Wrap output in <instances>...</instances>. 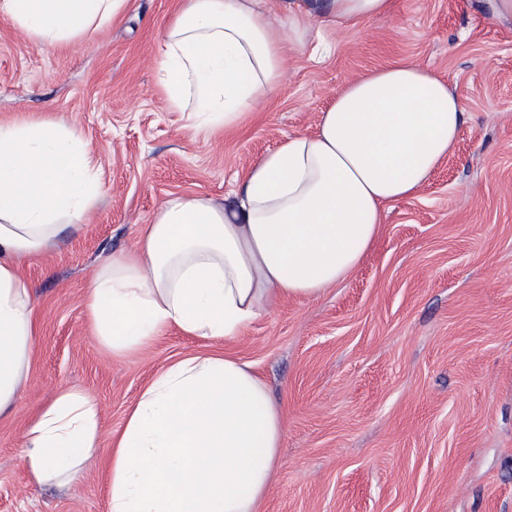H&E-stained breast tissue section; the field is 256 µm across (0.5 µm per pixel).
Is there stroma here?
<instances>
[{"label":"stroma","instance_id":"stroma-1","mask_svg":"<svg viewBox=\"0 0 512 512\" xmlns=\"http://www.w3.org/2000/svg\"><path fill=\"white\" fill-rule=\"evenodd\" d=\"M495 0H396L391 16L312 22L278 92L232 132L192 133L164 94L158 47L180 0H128L93 37L41 44L0 18V124L53 119L92 148L102 193L79 230L31 256L40 333L0 417V512H109L112 441L142 389L186 354L253 363L284 412L260 512H512V14ZM410 60L445 79L464 124L420 192L389 204L345 281L274 303L233 341L172 328L118 358L88 319L101 256L135 247L172 195L232 198L243 171L313 133L343 85ZM78 387L99 403L91 463L32 483L36 411Z\"/></svg>","mask_w":512,"mask_h":512}]
</instances>
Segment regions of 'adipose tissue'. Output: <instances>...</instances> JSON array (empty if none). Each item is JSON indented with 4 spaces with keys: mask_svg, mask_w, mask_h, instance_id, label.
<instances>
[{
    "mask_svg": "<svg viewBox=\"0 0 512 512\" xmlns=\"http://www.w3.org/2000/svg\"><path fill=\"white\" fill-rule=\"evenodd\" d=\"M127 0H0V18L45 44L108 25ZM392 0H184L160 39L161 81L191 129H233L282 86L312 18L340 28ZM464 112L447 82L401 60L350 80L313 134L285 138L232 199L164 200L134 249L104 258L88 316L127 357L175 327L231 341L273 303L318 296L376 242L386 204L415 196L455 149ZM93 151L61 124L0 125V416L13 412L39 334L22 261L79 229L100 193ZM283 412L249 362L191 353L157 374L112 448L109 512H258L280 465ZM101 436L96 400L60 391L28 427L23 459L64 486Z\"/></svg>",
    "mask_w": 512,
    "mask_h": 512,
    "instance_id": "ef3b65f1",
    "label": "adipose tissue"
}]
</instances>
